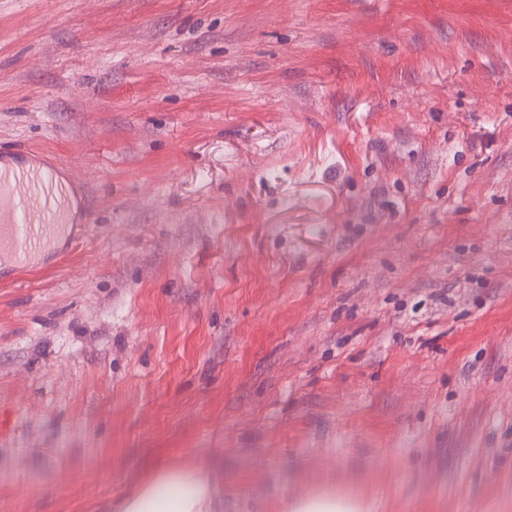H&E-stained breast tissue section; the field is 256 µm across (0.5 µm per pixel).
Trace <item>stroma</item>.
I'll return each instance as SVG.
<instances>
[{
    "label": "stroma",
    "mask_w": 512,
    "mask_h": 512,
    "mask_svg": "<svg viewBox=\"0 0 512 512\" xmlns=\"http://www.w3.org/2000/svg\"><path fill=\"white\" fill-rule=\"evenodd\" d=\"M0 148L80 184L0 273V512H512V0H0ZM204 466L160 465L116 504V512H220ZM284 512H365L369 505L357 492L326 484L301 496H291Z\"/></svg>",
    "instance_id": "obj_1"
}]
</instances>
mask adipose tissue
<instances>
[{
  "label": "adipose tissue",
  "mask_w": 512,
  "mask_h": 512,
  "mask_svg": "<svg viewBox=\"0 0 512 512\" xmlns=\"http://www.w3.org/2000/svg\"><path fill=\"white\" fill-rule=\"evenodd\" d=\"M217 493L203 466H158L130 493L120 499L117 512H216ZM369 505L357 492L333 484L290 497L284 512H368Z\"/></svg>",
  "instance_id": "adipose-tissue-1"
}]
</instances>
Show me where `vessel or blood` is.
<instances>
[{"mask_svg": "<svg viewBox=\"0 0 512 512\" xmlns=\"http://www.w3.org/2000/svg\"><path fill=\"white\" fill-rule=\"evenodd\" d=\"M71 202L56 168L0 164V264L26 269L58 235Z\"/></svg>", "mask_w": 512, "mask_h": 512, "instance_id": "b4317fda", "label": "vessel or blood"}]
</instances>
